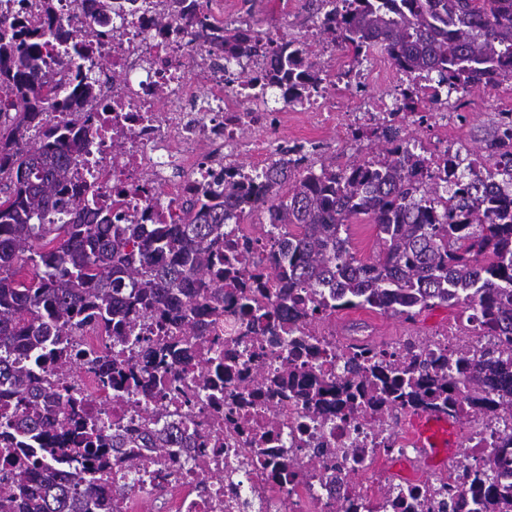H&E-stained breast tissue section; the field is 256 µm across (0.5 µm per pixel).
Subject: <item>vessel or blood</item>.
Returning <instances> with one entry per match:
<instances>
[{
	"label": "vessel or blood",
	"instance_id": "vessel-or-blood-1",
	"mask_svg": "<svg viewBox=\"0 0 512 512\" xmlns=\"http://www.w3.org/2000/svg\"><path fill=\"white\" fill-rule=\"evenodd\" d=\"M407 433L423 453V461L431 467L444 465L461 450V425L457 421L431 415L409 419Z\"/></svg>",
	"mask_w": 512,
	"mask_h": 512
}]
</instances>
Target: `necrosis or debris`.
Instances as JSON below:
<instances>
[{
    "label": "necrosis or debris",
    "instance_id": "obj_1",
    "mask_svg": "<svg viewBox=\"0 0 512 512\" xmlns=\"http://www.w3.org/2000/svg\"><path fill=\"white\" fill-rule=\"evenodd\" d=\"M138 2L136 15L113 17L111 37L99 38V0H55L60 15L83 19L81 39L90 46L84 71L98 77L95 100L78 101L67 114L89 154L72 180L98 204H118L123 223L168 224L214 175L241 173L242 156L272 162L274 148L242 133L279 115L253 87L228 88L223 60L189 36L156 28L166 0ZM105 65L119 83L102 75ZM291 328L286 338L252 329L229 302L221 315H197L190 334L177 317L138 316L136 335L157 347H187V357L163 366L164 384L136 386L130 375L141 369L137 351L117 344L111 385L84 367L55 379L79 402L76 412L59 415L58 441L93 424L126 439L121 448L104 444L96 457L60 458L52 466L56 479L94 477L90 512H138L144 499L156 512H470L476 488L465 486L452 503L448 479L478 469L512 441V416L456 412L460 454L396 484L389 460L420 456L403 428L412 409L384 399L354 410L337 406L338 389L364 380L362 370L345 369L353 337L337 334L332 319L301 318ZM484 342L476 315L464 311L442 333L418 338L416 348L436 366L460 345L476 350ZM306 367L332 387L315 419L290 395L268 393L274 377ZM145 430L167 438V447H143L138 436Z\"/></svg>",
    "mask_w": 512,
    "mask_h": 512
}]
</instances>
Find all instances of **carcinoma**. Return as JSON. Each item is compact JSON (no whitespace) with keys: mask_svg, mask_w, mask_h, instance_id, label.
Returning <instances> with one entry per match:
<instances>
[{"mask_svg":"<svg viewBox=\"0 0 512 512\" xmlns=\"http://www.w3.org/2000/svg\"><path fill=\"white\" fill-rule=\"evenodd\" d=\"M181 13L193 41L224 55V67L243 58L270 57L262 89L276 88L287 104L300 93L320 94L326 70L307 42L249 34L217 24L202 0ZM313 36L359 66L379 53L409 85L425 82L433 96L498 86L512 75V0H318ZM40 24L0 21V386L9 388L16 415L4 432L44 440L40 457L13 458L0 471V512H81L93 500L92 481L36 484L47 463L69 449L49 438L67 400L45 388L28 366L11 358L33 352L44 369L63 357L58 345L94 328L114 343L125 340L132 305L177 317L193 331L203 307L219 314L224 281H237L242 257L262 269L257 287L239 292L250 322H266L287 336L280 313L365 308L415 320L435 306H464L478 314L488 336H512V124L497 119L481 140L482 161L446 160L444 175L409 148L399 125H385L383 147L344 167L336 159L312 160L304 144L280 145L279 164L258 185L226 181L182 203L179 224H114L112 208L98 224H72L66 215L90 199L67 190L71 166L83 150L54 115L73 101L94 98L91 77L68 86L53 80L43 48L60 32L67 40L55 59L68 70L84 58L74 40L79 17L63 20L55 0H38ZM255 212L266 223L253 237L226 238L224 227ZM366 216L377 225L382 250L363 260L351 252L348 229ZM275 289L276 304H253L254 293ZM352 358L370 362L375 380L400 405L428 400L446 407L454 393L474 413L494 396L512 392V354L484 349L468 365L462 388L451 380L455 362L428 376L412 349L391 361L379 346H355ZM309 411L321 414L325 381L302 376ZM106 439L101 429L78 433L73 443L88 453ZM511 448L487 457L478 512H512V482L503 471Z\"/></svg>","mask_w":512,"mask_h":512,"instance_id":"obj_1","label":"carcinoma"}]
</instances>
